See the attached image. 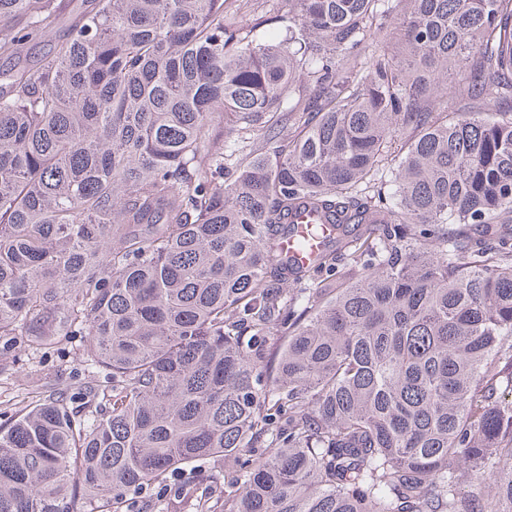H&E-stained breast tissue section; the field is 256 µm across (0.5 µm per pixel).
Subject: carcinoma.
<instances>
[{
	"label": "carcinoma",
	"instance_id": "cac0c4a2",
	"mask_svg": "<svg viewBox=\"0 0 512 512\" xmlns=\"http://www.w3.org/2000/svg\"><path fill=\"white\" fill-rule=\"evenodd\" d=\"M287 2L0 0V512H512V0ZM78 356L75 347L37 356L19 352L14 366L10 364L8 370L0 373V414L4 416L0 417V420L6 419L15 409L27 404L28 395L23 388L25 379L31 371H40L51 379L56 376L62 377L69 391H77L87 380L79 365Z\"/></svg>",
	"mask_w": 512,
	"mask_h": 512
}]
</instances>
